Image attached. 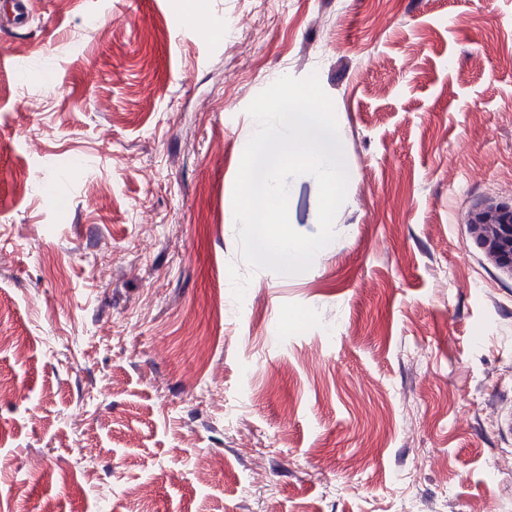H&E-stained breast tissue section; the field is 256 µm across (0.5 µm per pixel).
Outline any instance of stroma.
Returning <instances> with one entry per match:
<instances>
[{
    "label": "stroma",
    "instance_id": "stroma-1",
    "mask_svg": "<svg viewBox=\"0 0 512 512\" xmlns=\"http://www.w3.org/2000/svg\"><path fill=\"white\" fill-rule=\"evenodd\" d=\"M0 26V512H512V0H29ZM317 74L348 170L240 253L246 108ZM314 176L288 217L318 230ZM222 459L200 481V457ZM465 224L486 258L512 278V203L489 199L466 214Z\"/></svg>",
    "mask_w": 512,
    "mask_h": 512
}]
</instances>
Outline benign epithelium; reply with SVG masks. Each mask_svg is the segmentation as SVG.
Masks as SVG:
<instances>
[{"instance_id":"benign-epithelium-1","label":"benign epithelium","mask_w":512,"mask_h":512,"mask_svg":"<svg viewBox=\"0 0 512 512\" xmlns=\"http://www.w3.org/2000/svg\"><path fill=\"white\" fill-rule=\"evenodd\" d=\"M465 224L486 258L512 278V203L489 199L466 214Z\"/></svg>"}]
</instances>
